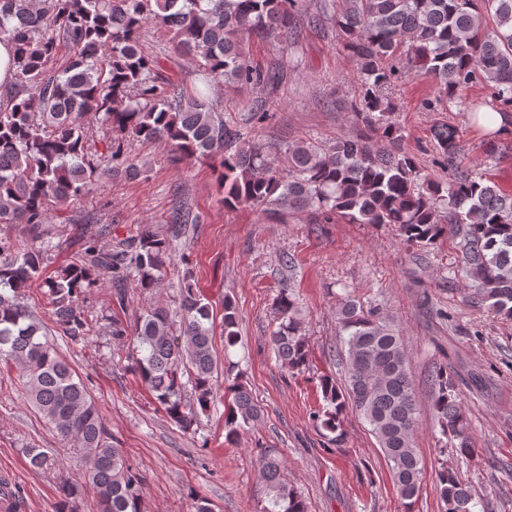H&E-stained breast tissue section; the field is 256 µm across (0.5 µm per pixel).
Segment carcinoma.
<instances>
[{"mask_svg":"<svg viewBox=\"0 0 512 512\" xmlns=\"http://www.w3.org/2000/svg\"><path fill=\"white\" fill-rule=\"evenodd\" d=\"M313 26L330 23L360 66V91L351 102L358 130L325 144L302 141L286 149L287 166L263 145L224 122L210 101V86L278 87L286 66L253 65L243 41L279 39L296 44L297 18ZM492 17L495 26L488 27ZM164 29L176 48L198 67L192 89L161 73L160 57L146 51V28ZM14 47L12 84L0 90V224L37 229L51 211L82 200L98 182L134 179L146 163L129 155L127 141L157 143L170 160L216 163L224 208L250 207L269 215L307 214L312 224H392L402 240L420 247L451 232L475 303L512 320V197L472 169L456 128L433 129L448 177L424 173L402 146L386 95L397 63L435 83L432 109L462 97L472 84L490 90V108L512 116V0H0V41ZM248 119L266 118L267 100L244 104ZM112 131L90 143L89 125ZM200 216L176 202L167 234L148 228L113 246L90 240L74 261L43 276L52 238L16 244L0 238V360L20 371L28 400L70 446L83 451L78 484L59 486L57 512L90 488L97 512H142L143 475L109 441L98 406L69 362L45 339L50 333L24 301L41 282L56 325L73 344L93 329L81 297L106 277L122 282L114 304L124 309L128 286L142 293L158 288L170 263V242ZM271 345L291 373L308 365L309 349L293 288H281L273 304ZM179 327L166 308L152 306L134 321L114 317L110 335L136 336L130 370L169 419L189 431L213 403L219 365L213 354L212 305L191 274L179 288ZM224 343L236 344L237 312L224 300ZM345 376L321 379L320 427L343 441L342 422L352 410L370 426L405 512H412L425 469L416 448L415 396L400 330L378 308L349 296L338 307ZM231 402L224 410L225 439L260 418L251 390L235 376L224 379ZM434 409L451 451L472 452L469 425L455 381L443 367L432 376ZM191 387L196 405L182 394ZM37 470L55 463L50 448L27 449ZM266 482L264 512H308L304 498L283 475L274 448L260 454ZM446 512H473L468 486L448 464L436 473Z\"/></svg>","mask_w":512,"mask_h":512,"instance_id":"carcinoma-1","label":"carcinoma"}]
</instances>
